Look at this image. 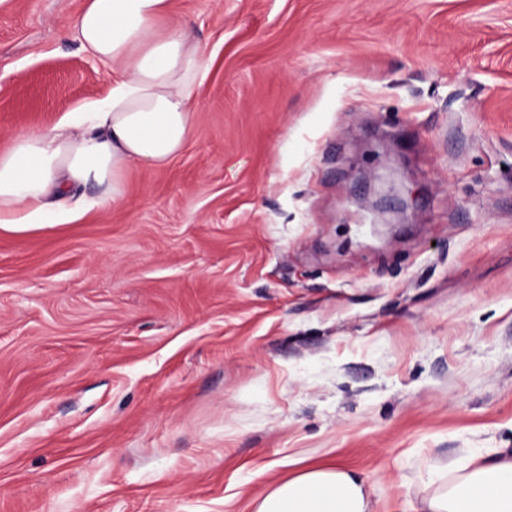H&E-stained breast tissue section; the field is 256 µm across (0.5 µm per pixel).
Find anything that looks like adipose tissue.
I'll use <instances>...</instances> for the list:
<instances>
[{"instance_id":"obj_1","label":"adipose tissue","mask_w":512,"mask_h":512,"mask_svg":"<svg viewBox=\"0 0 512 512\" xmlns=\"http://www.w3.org/2000/svg\"><path fill=\"white\" fill-rule=\"evenodd\" d=\"M172 0H85L74 22L81 49L109 66L108 95L77 119L18 134L0 153V223L39 224L78 187L102 192L86 207L121 201L133 163L166 166L191 134L194 90L204 77L188 29H159ZM253 512H373L365 482L336 464L309 466L272 482ZM413 512H512V452L481 448L459 465L433 472Z\"/></svg>"}]
</instances>
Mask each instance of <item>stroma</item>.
Masks as SVG:
<instances>
[{
  "label": "stroma",
  "mask_w": 512,
  "mask_h": 512,
  "mask_svg": "<svg viewBox=\"0 0 512 512\" xmlns=\"http://www.w3.org/2000/svg\"><path fill=\"white\" fill-rule=\"evenodd\" d=\"M84 0H0V152L104 97ZM206 77L122 202L0 224V512H375L512 450V0H173ZM251 506L253 512H375L364 480L336 463L301 468L272 482Z\"/></svg>",
  "instance_id": "1"
}]
</instances>
